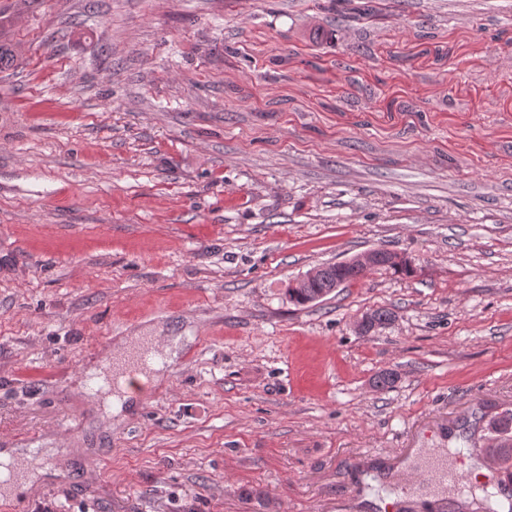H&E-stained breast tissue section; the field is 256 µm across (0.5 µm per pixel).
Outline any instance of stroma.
<instances>
[{"label":"stroma","mask_w":512,"mask_h":512,"mask_svg":"<svg viewBox=\"0 0 512 512\" xmlns=\"http://www.w3.org/2000/svg\"><path fill=\"white\" fill-rule=\"evenodd\" d=\"M368 2L0 0V450L46 470L12 512H366L418 452L492 446L512 0ZM376 248L414 275L289 302ZM145 329L178 357L103 429L102 366Z\"/></svg>","instance_id":"obj_1"}]
</instances>
